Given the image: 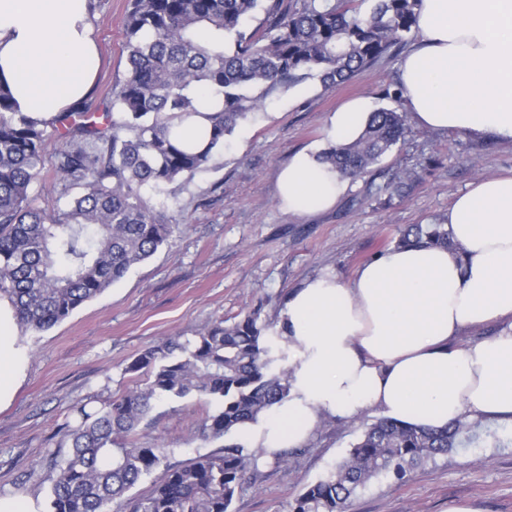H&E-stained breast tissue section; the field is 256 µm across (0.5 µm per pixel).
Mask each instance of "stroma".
Wrapping results in <instances>:
<instances>
[{"label":"stroma","mask_w":512,"mask_h":512,"mask_svg":"<svg viewBox=\"0 0 512 512\" xmlns=\"http://www.w3.org/2000/svg\"><path fill=\"white\" fill-rule=\"evenodd\" d=\"M94 2L102 64L86 102L99 116L128 73L124 18L131 0ZM401 62L397 54L338 86L312 77L273 94L227 136L207 167L157 194L179 227L168 245L62 323L38 333L15 331L24 373L11 401L0 406V499L46 501L44 464L67 456L75 406L98 408L144 384L145 373L125 371L144 349L255 312L272 347L274 370L286 368L278 323L294 291L325 273L350 282L361 265L394 247L399 229L432 223L472 183L512 173V143L412 125L399 149L378 163L423 172L406 197L386 200L379 191L383 178L367 174L350 183L332 209L284 213L276 180L290 154L321 145L328 113L349 99L366 100L372 111L391 106L384 91L399 81ZM435 155L442 167L426 172ZM207 410L193 396L155 401L137 438L165 449L170 466L220 451L229 441L249 445L246 428L227 441L201 440ZM378 417L374 410L327 416L287 461L260 456L230 512H291L305 487L325 479ZM476 433L473 442L423 462L404 479L372 478L347 512H448L468 505L478 512H512V424L482 423Z\"/></svg>","instance_id":"stroma-1"}]
</instances>
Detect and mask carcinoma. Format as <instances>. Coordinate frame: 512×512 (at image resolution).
Here are the masks:
<instances>
[{
    "label": "carcinoma",
    "mask_w": 512,
    "mask_h": 512,
    "mask_svg": "<svg viewBox=\"0 0 512 512\" xmlns=\"http://www.w3.org/2000/svg\"><path fill=\"white\" fill-rule=\"evenodd\" d=\"M422 0H132L125 18L128 74L114 90L122 111L106 123L78 104L53 124L64 129L55 152L58 198L48 212L34 203L49 137L16 112L0 89V299L23 330L44 331L123 278L168 244L178 225L146 189L193 175L224 149L239 121L272 93L318 77L340 85L389 57L416 31ZM249 21L256 22L252 29ZM208 37L202 38L201 33ZM207 86L223 106L202 113L197 90ZM204 115L208 137L198 149L182 126ZM407 135L399 108L369 113L361 136L326 152L342 177L355 180ZM415 174L401 172L384 187L404 196ZM81 192L70 196L73 189ZM454 248L448 225L412 224L396 247ZM259 313L220 320L193 338L145 349L125 371L147 372L145 386L89 411L76 408L70 452L48 463V512H229L257 457L240 444L168 466L145 495L128 492L163 458L134 434L160 399L189 395L215 404L201 424L203 440L225 437L288 398V374L274 357ZM476 438L457 421L442 429L380 418L333 472L306 487L292 512H346L357 490L379 475L401 480L408 470Z\"/></svg>",
    "instance_id": "carcinoma-1"
}]
</instances>
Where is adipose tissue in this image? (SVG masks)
<instances>
[{
	"label": "adipose tissue",
	"instance_id": "adipose-tissue-1",
	"mask_svg": "<svg viewBox=\"0 0 512 512\" xmlns=\"http://www.w3.org/2000/svg\"><path fill=\"white\" fill-rule=\"evenodd\" d=\"M420 41L402 60L403 98L418 126L512 141V0H422ZM99 69L88 0H0V85L40 122L70 111ZM364 100L329 113L328 145L356 140ZM349 188L306 147L279 172L277 197L294 215L333 208ZM454 249L393 248L349 283L308 280L281 313L290 390L252 440L266 453L299 445L324 416L375 408L414 426L471 418L512 423V327L459 346L467 327L512 320V176L489 177L443 216ZM11 308L0 306V404L21 359Z\"/></svg>",
	"mask_w": 512,
	"mask_h": 512
}]
</instances>
